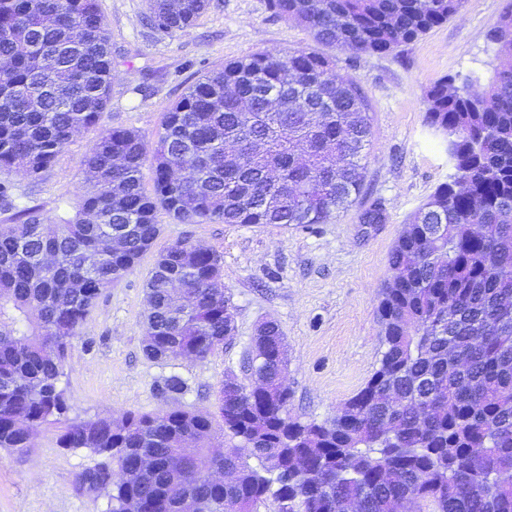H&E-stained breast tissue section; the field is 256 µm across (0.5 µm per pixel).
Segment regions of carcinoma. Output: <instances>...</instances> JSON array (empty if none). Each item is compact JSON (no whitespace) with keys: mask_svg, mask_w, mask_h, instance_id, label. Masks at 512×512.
<instances>
[{"mask_svg":"<svg viewBox=\"0 0 512 512\" xmlns=\"http://www.w3.org/2000/svg\"><path fill=\"white\" fill-rule=\"evenodd\" d=\"M464 0H269L320 44L392 53L458 14ZM206 0H147L146 21L184 31ZM500 60L425 94L453 174L412 215L380 292L378 366L336 415L302 421L282 387L288 350L260 325L253 382L222 385L220 420L203 411L69 420L60 379L98 295L179 224H324L362 189L369 103L335 59L297 49L229 61L190 85L153 150L141 133L100 128L112 50L96 0H0V174L35 179L82 131H96L74 215L35 208L0 224V448L21 452L47 424L58 442L126 470L81 474L108 488L110 512H177L190 495L208 512H512V5L487 33ZM151 160L153 194L142 185ZM198 170L191 180L172 177ZM123 239L112 248V234ZM143 353L200 361L234 332L235 307L213 249L176 242L145 283ZM178 374L159 384L182 394ZM196 447H182L187 434ZM230 447L214 445L216 436ZM152 467L140 470V457ZM235 479L214 484L203 466Z\"/></svg>","mask_w":512,"mask_h":512,"instance_id":"carcinoma-1","label":"carcinoma"}]
</instances>
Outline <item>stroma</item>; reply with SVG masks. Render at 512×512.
<instances>
[{
	"label": "stroma",
	"instance_id": "35a3bbf8",
	"mask_svg": "<svg viewBox=\"0 0 512 512\" xmlns=\"http://www.w3.org/2000/svg\"><path fill=\"white\" fill-rule=\"evenodd\" d=\"M507 0H465L460 13L421 39L388 54L336 49V70L354 77L372 107V136L362 160L363 189L325 224H178L159 214L161 233L136 268L103 291L74 340L60 386L71 419L158 414L174 408L216 411L227 375L245 379L244 359L257 326L276 322L288 345L289 409L323 421L369 379L383 350L378 296L388 281L390 252L410 215L452 172L442 138L424 120L425 93L443 76L492 73L497 66L485 34ZM112 46L109 102L99 124L138 130L154 142L170 107L188 86L225 62L256 51L312 49L301 25L281 19L268 0H208L196 24L166 34L146 26V0H98ZM88 131L32 180L6 175L0 224L19 223L37 207L50 221L68 217L81 191ZM382 202L386 219L360 221ZM185 241L216 250L235 307L236 333L203 361L146 358L145 283L157 251ZM187 380L186 393L161 395L166 376ZM41 430L21 453L0 449V512H108L107 491L80 475L104 457L57 444Z\"/></svg>",
	"mask_w": 512,
	"mask_h": 512
}]
</instances>
